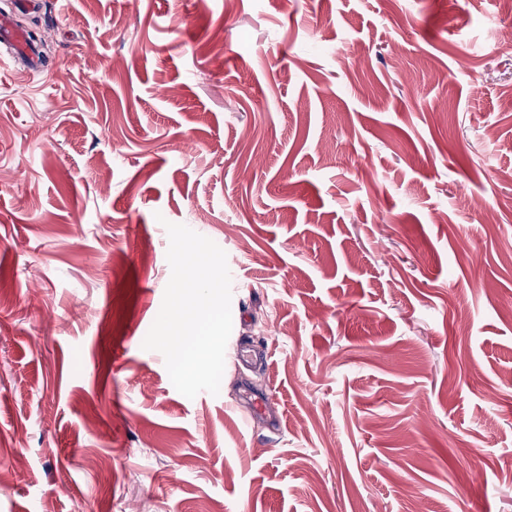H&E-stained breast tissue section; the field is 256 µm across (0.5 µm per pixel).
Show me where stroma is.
I'll use <instances>...</instances> for the list:
<instances>
[{"mask_svg":"<svg viewBox=\"0 0 512 512\" xmlns=\"http://www.w3.org/2000/svg\"><path fill=\"white\" fill-rule=\"evenodd\" d=\"M1 12L0 512H512L504 0ZM169 222L233 263L215 396L142 347ZM9 42L12 47V54L8 57H1L0 63L12 64L15 58L25 56L30 61V71L32 74H40L42 67L39 65L36 52L31 48L28 38L22 30L16 29L10 18L0 15V38Z\"/></svg>","mask_w":512,"mask_h":512,"instance_id":"35a3bbf8","label":"stroma"}]
</instances>
